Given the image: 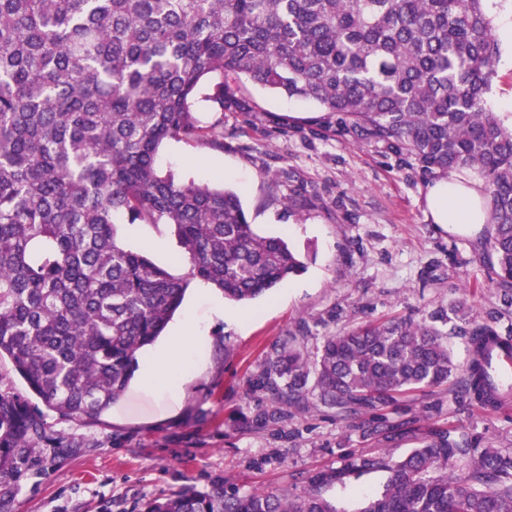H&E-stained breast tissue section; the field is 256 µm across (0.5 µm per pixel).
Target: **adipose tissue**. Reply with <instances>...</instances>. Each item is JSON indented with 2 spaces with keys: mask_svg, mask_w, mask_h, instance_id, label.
<instances>
[{
  "mask_svg": "<svg viewBox=\"0 0 512 512\" xmlns=\"http://www.w3.org/2000/svg\"><path fill=\"white\" fill-rule=\"evenodd\" d=\"M427 209L437 224H482L486 221L482 187L462 177L437 178L426 189ZM207 338L194 319L175 326L168 342L144 363L146 387L176 398L183 384L195 373L198 354Z\"/></svg>",
  "mask_w": 512,
  "mask_h": 512,
  "instance_id": "obj_1",
  "label": "adipose tissue"
}]
</instances>
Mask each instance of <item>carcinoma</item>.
Here are the masks:
<instances>
[{"instance_id": "carcinoma-1", "label": "carcinoma", "mask_w": 512, "mask_h": 512, "mask_svg": "<svg viewBox=\"0 0 512 512\" xmlns=\"http://www.w3.org/2000/svg\"><path fill=\"white\" fill-rule=\"evenodd\" d=\"M489 0H0V359L29 395L0 390V492L20 485L46 412L94 421L161 336L191 281L246 304L304 270L280 237L255 232L223 179L164 173L160 148L196 140L224 150L201 119L252 112L242 77L310 101L343 130L381 142L424 174L468 169L485 186L500 286L512 290V115L488 103L500 58ZM173 229L182 277L125 248L115 217ZM467 325L462 374L435 326L444 314L369 324L325 339L314 362L286 341L261 379L275 409L302 408L309 378L336 414H377L400 396L455 380L459 401L495 413L492 350L512 336ZM363 435L411 436L394 459L347 452L303 494L184 489L146 512H338L325 492L381 473L359 512H512V451L409 417ZM454 458L468 462L448 472Z\"/></svg>"}]
</instances>
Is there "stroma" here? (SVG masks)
<instances>
[{
  "label": "stroma",
  "mask_w": 512,
  "mask_h": 512,
  "mask_svg": "<svg viewBox=\"0 0 512 512\" xmlns=\"http://www.w3.org/2000/svg\"><path fill=\"white\" fill-rule=\"evenodd\" d=\"M241 93L254 111L203 115L223 135V150L172 141L158 166L199 183L222 177L257 232L285 238L305 271L251 304L225 303L220 314L211 302L221 292L192 283L180 313L204 326L210 342L177 400L135 379L98 421L49 414L48 434L64 445L44 449L20 490L0 502L5 512H142L149 500L183 489L208 493L221 483L300 494L308 476L349 450L398 457L414 442L364 438L360 419L337 416L313 395L288 419L267 421L272 404L257 381L284 340L295 339L313 359L342 331L447 314L461 300L477 321L512 329V302L484 246L490 225L433 223L425 206L430 179L402 156L347 134L308 102L252 81ZM119 238L126 248L149 250L173 274L188 270L166 225L123 224ZM382 415L390 423L414 416L425 427L452 425L512 448V412L462 405L445 385L398 398ZM383 482L382 474H366L327 497L338 512H356Z\"/></svg>",
  "instance_id": "1"
}]
</instances>
